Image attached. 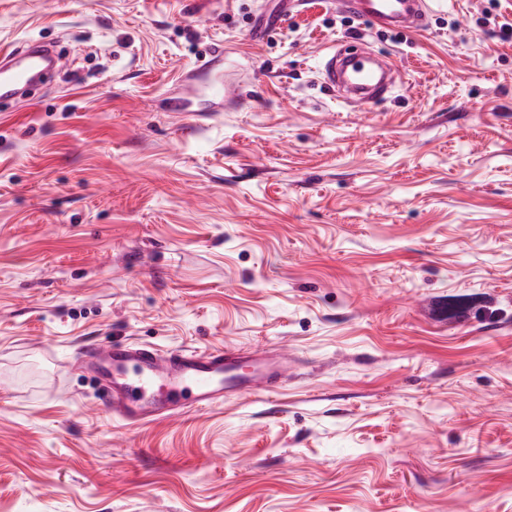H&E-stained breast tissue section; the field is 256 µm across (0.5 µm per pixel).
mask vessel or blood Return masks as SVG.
Returning a JSON list of instances; mask_svg holds the SVG:
<instances>
[{"mask_svg":"<svg viewBox=\"0 0 512 512\" xmlns=\"http://www.w3.org/2000/svg\"><path fill=\"white\" fill-rule=\"evenodd\" d=\"M339 10L386 29L404 28L411 16H426L428 0H336ZM59 66L51 47L30 43L22 48L0 50V102L12 101L31 86L44 65ZM360 83L355 99L361 103L380 100L391 88L374 78L362 49L346 56L331 53L323 73L328 85L339 86L346 72ZM106 384L109 408L132 424L148 423L189 408L209 410L245 392L274 391L283 374V361L262 352L237 349L162 351L152 347L108 342L87 353Z\"/></svg>","mask_w":512,"mask_h":512,"instance_id":"1","label":"vessel or blood"}]
</instances>
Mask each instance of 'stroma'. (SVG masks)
Listing matches in <instances>:
<instances>
[{
	"instance_id": "35a3bbf8",
	"label": "stroma",
	"mask_w": 512,
	"mask_h": 512,
	"mask_svg": "<svg viewBox=\"0 0 512 512\" xmlns=\"http://www.w3.org/2000/svg\"><path fill=\"white\" fill-rule=\"evenodd\" d=\"M35 40L62 67L0 104V512H512V0L404 33L0 0V48ZM354 40L400 66L387 100L325 84ZM110 340L288 370L131 425L79 362Z\"/></svg>"
}]
</instances>
